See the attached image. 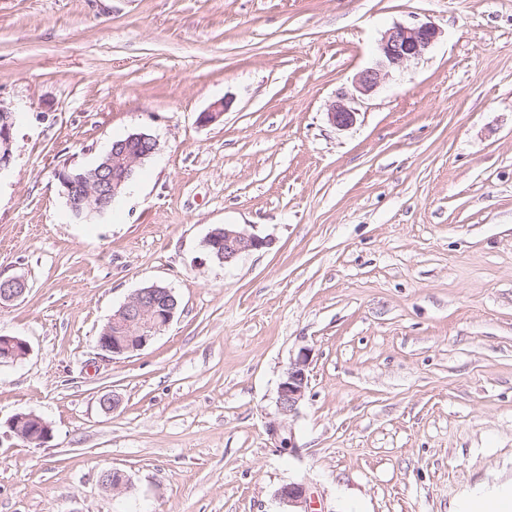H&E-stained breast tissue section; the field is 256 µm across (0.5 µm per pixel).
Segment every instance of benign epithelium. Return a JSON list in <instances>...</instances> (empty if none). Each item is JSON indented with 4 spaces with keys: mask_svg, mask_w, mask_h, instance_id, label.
<instances>
[{
    "mask_svg": "<svg viewBox=\"0 0 512 512\" xmlns=\"http://www.w3.org/2000/svg\"><path fill=\"white\" fill-rule=\"evenodd\" d=\"M438 36V29L431 24H397L388 29L379 42L376 64L357 73L353 92L340 95L331 106L328 118L332 125L340 130L352 127L358 112L351 103L374 92L391 71L421 57ZM14 127V112L0 106V171L7 169L12 161ZM157 149V141L152 135L145 132L129 134L123 142L112 145V152L79 178V201L70 200L68 205L74 211L83 210L89 215L97 213L105 204L106 197L116 198L130 186L136 167L152 157ZM271 244V238L235 225L216 227L204 240V247L208 248L207 257L224 265ZM25 291L23 279L0 278V304L20 298ZM177 310L178 302L172 289L158 284L144 287L113 312L105 331L98 337V348L113 357L140 351L172 322ZM29 352L30 347L24 339L0 335V363L23 360ZM310 364V351H300L278 385L276 404L281 420L269 426V433L278 448L295 447L294 432L286 424L299 413L309 385ZM10 428L25 441L35 444L41 443L51 432L50 425L32 413L15 415L10 421ZM100 482L114 492L128 488V478L118 470L102 472ZM278 497L285 507L283 512H296L297 508L306 505L310 489L304 483L292 482L280 489Z\"/></svg>",
    "mask_w": 512,
    "mask_h": 512,
    "instance_id": "7a95c632",
    "label": "benign epithelium"
}]
</instances>
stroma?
Wrapping results in <instances>:
<instances>
[{"label":"stroma","instance_id":"35a3bbf8","mask_svg":"<svg viewBox=\"0 0 512 512\" xmlns=\"http://www.w3.org/2000/svg\"><path fill=\"white\" fill-rule=\"evenodd\" d=\"M422 23L437 43L335 128L382 34ZM0 105V276L26 284L0 335L31 347L0 365V512H280L293 481L310 512H512V0H0ZM134 132L157 153L76 217L56 171ZM224 224L273 244L213 262ZM152 284L173 321L101 352ZM14 112L0 105V172L6 170L12 161ZM177 310L171 288L158 284L141 288L113 312L98 337V348L112 357L140 351L172 322ZM311 364L310 351L304 349L288 365L277 390V411L281 417L279 422H273L269 426V433L276 441V448L288 450L297 448L294 442L295 436L290 427V417H296L300 405L305 398L309 385V367ZM288 422V429L286 424ZM10 428L25 441L35 444H40L51 432L50 425L32 413L15 415L10 421Z\"/></svg>","mask_w":512,"mask_h":512}]
</instances>
